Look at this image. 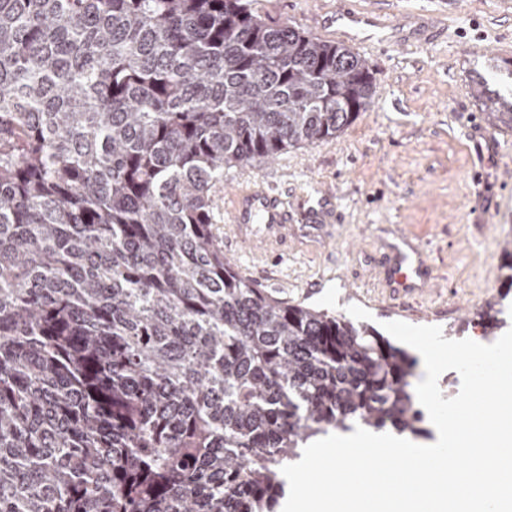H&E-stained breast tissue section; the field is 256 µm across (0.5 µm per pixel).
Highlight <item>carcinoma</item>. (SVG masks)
<instances>
[{"label": "carcinoma", "instance_id": "1", "mask_svg": "<svg viewBox=\"0 0 512 512\" xmlns=\"http://www.w3.org/2000/svg\"><path fill=\"white\" fill-rule=\"evenodd\" d=\"M372 93L252 0H0V512H275L308 440L425 433L415 358L255 286L217 227L224 168Z\"/></svg>", "mask_w": 512, "mask_h": 512}]
</instances>
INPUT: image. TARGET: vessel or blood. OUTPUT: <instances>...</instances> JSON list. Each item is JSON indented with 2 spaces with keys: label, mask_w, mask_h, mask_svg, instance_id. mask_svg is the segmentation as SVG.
Here are the masks:
<instances>
[{
  "label": "vessel or blood",
  "mask_w": 512,
  "mask_h": 512,
  "mask_svg": "<svg viewBox=\"0 0 512 512\" xmlns=\"http://www.w3.org/2000/svg\"><path fill=\"white\" fill-rule=\"evenodd\" d=\"M230 216V232L235 241L253 239L273 245L283 240L285 224L300 220L310 224L328 221L333 215L332 198L320 194L316 205L289 211L284 200L264 186H253L237 191L226 209ZM430 272L420 251L399 254L395 265L386 270L383 283L393 296L405 297L422 290Z\"/></svg>",
  "instance_id": "1"
}]
</instances>
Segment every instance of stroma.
Segmentation results:
<instances>
[{
    "instance_id": "stroma-1",
    "label": "stroma",
    "mask_w": 512,
    "mask_h": 512,
    "mask_svg": "<svg viewBox=\"0 0 512 512\" xmlns=\"http://www.w3.org/2000/svg\"><path fill=\"white\" fill-rule=\"evenodd\" d=\"M379 16L364 30L321 17L341 6ZM261 15L357 52L374 94L337 139L291 149L271 162L226 169L227 192L262 182L296 206L300 191H327L336 220L328 237L296 223L285 245L225 249L235 269L294 302L381 327L437 325L447 339L489 343L480 314L500 310L512 329V284L501 268L512 242V129L491 126L473 95L484 76L501 93L512 76V0H254ZM436 19L432 42L411 31ZM418 248L432 279L406 303L379 284L384 254Z\"/></svg>"
}]
</instances>
